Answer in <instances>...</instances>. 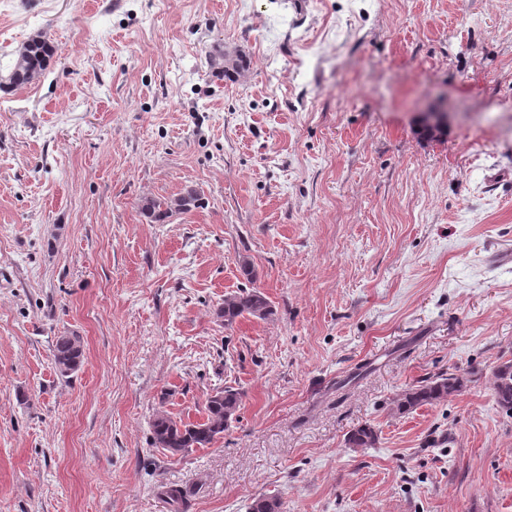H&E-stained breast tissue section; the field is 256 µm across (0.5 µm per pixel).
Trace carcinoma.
Returning a JSON list of instances; mask_svg holds the SVG:
<instances>
[{"label": "carcinoma", "instance_id": "1", "mask_svg": "<svg viewBox=\"0 0 512 512\" xmlns=\"http://www.w3.org/2000/svg\"><path fill=\"white\" fill-rule=\"evenodd\" d=\"M51 47L43 37L29 40L20 50L15 62L7 66L9 83L21 86L43 74L47 67ZM196 190L188 189L175 198H144L142 213L154 224H165L173 216L185 213L200 205ZM224 325H233L238 318L251 316L268 319L274 309L264 293L254 288L241 289L224 296V302L216 310ZM54 361L61 376L76 372L82 363L80 337L64 334L53 345ZM491 383L497 405L512 414V362L497 366L491 373ZM463 390L460 376L442 373L418 382L405 389L396 399L398 413H407L421 405H433ZM242 402V392L232 386H224L208 394L204 420L197 423L177 421L167 414H158L152 420V444L176 455L192 448H206L224 436ZM378 440L373 427L363 425L347 438L350 448H371ZM173 512H189L190 491L184 487L170 486L164 491ZM248 512H281V502L275 496H258L248 506Z\"/></svg>", "mask_w": 512, "mask_h": 512}]
</instances>
